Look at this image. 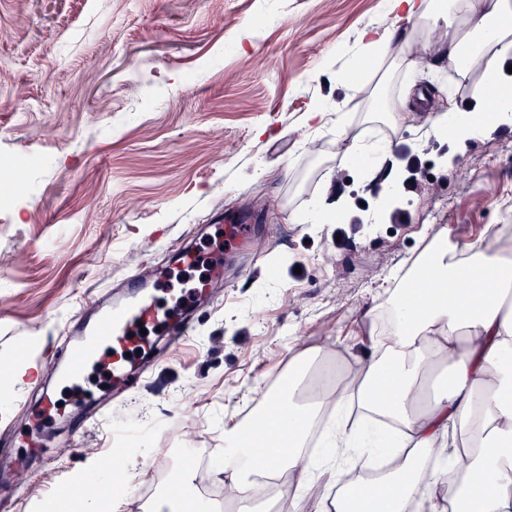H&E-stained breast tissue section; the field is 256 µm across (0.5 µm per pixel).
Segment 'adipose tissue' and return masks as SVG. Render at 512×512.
Masks as SVG:
<instances>
[{
    "label": "adipose tissue",
    "mask_w": 512,
    "mask_h": 512,
    "mask_svg": "<svg viewBox=\"0 0 512 512\" xmlns=\"http://www.w3.org/2000/svg\"><path fill=\"white\" fill-rule=\"evenodd\" d=\"M397 18L437 20L444 10L462 13L465 35L449 34L442 56L459 69H480L479 92L492 99L478 118L438 112L434 132L466 141L502 118L508 102L496 61L512 52V0H392ZM501 231L467 244L437 234L426 259L415 260L389 300L391 331L375 318L362 333L369 361L337 391L321 369L314 384L297 355L283 381L268 391L258 416L224 426L211 474L230 484L238 499L263 496L281 472L295 475L288 512H303L306 493L320 481L329 494L318 512H512V252ZM448 372L441 389L424 384L439 363ZM385 397H378V390ZM120 468L89 460L68 497L83 512H99L87 487L128 480ZM496 477L487 491L485 475Z\"/></svg>",
    "instance_id": "1"
}]
</instances>
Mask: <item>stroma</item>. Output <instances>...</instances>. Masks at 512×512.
<instances>
[{
	"label": "stroma",
	"instance_id": "1",
	"mask_svg": "<svg viewBox=\"0 0 512 512\" xmlns=\"http://www.w3.org/2000/svg\"><path fill=\"white\" fill-rule=\"evenodd\" d=\"M392 24L388 0H0V165L30 187L0 213V512L61 500L122 436L146 452L144 483L171 445L223 447L225 420L259 405L298 352L365 363L366 313L435 232L463 244L512 225V124L461 145L427 118L485 110L477 77H450L435 51L459 18L402 24L426 100L399 126L370 121L406 77L362 59L359 39ZM377 135L373 167L342 162L338 139ZM323 195L343 202L337 219L298 222ZM229 213L252 234L195 304L192 336L157 346L124 392L89 365L82 429L61 421L54 447L13 446L21 404L59 390L67 329L96 315L88 298L125 296L134 274L181 277L173 250L208 257ZM30 356L37 374L11 381Z\"/></svg>",
	"mask_w": 512,
	"mask_h": 512
}]
</instances>
